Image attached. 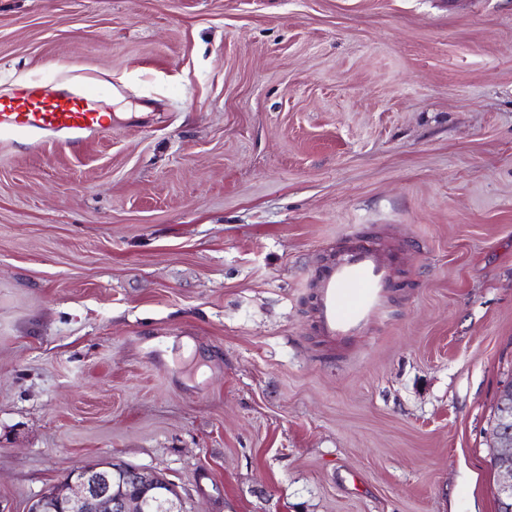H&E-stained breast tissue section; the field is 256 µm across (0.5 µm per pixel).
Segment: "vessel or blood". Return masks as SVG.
I'll list each match as a JSON object with an SVG mask.
<instances>
[{"instance_id":"1","label":"vessel or blood","mask_w":512,"mask_h":512,"mask_svg":"<svg viewBox=\"0 0 512 512\" xmlns=\"http://www.w3.org/2000/svg\"><path fill=\"white\" fill-rule=\"evenodd\" d=\"M83 96L51 98L39 81L0 96V134L31 137L44 130L66 134L74 145L84 135L102 129L100 112L90 102L98 91L94 75L84 78ZM404 256L385 251L361 231L347 235L335 262L315 283L317 327L322 336L342 345L353 344L363 330L385 317L394 284V267Z\"/></svg>"}]
</instances>
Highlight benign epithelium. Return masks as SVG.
I'll return each instance as SVG.
<instances>
[{
	"mask_svg": "<svg viewBox=\"0 0 512 512\" xmlns=\"http://www.w3.org/2000/svg\"><path fill=\"white\" fill-rule=\"evenodd\" d=\"M493 436L490 465L497 474L498 498L512 504V429L499 424ZM156 483V476L141 468L100 461L72 470L60 485L44 492L30 512H43L47 500L59 512H142L143 496Z\"/></svg>",
	"mask_w": 512,
	"mask_h": 512,
	"instance_id": "1",
	"label": "benign epithelium"
}]
</instances>
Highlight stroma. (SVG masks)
<instances>
[{
  "instance_id": "stroma-1",
  "label": "stroma",
  "mask_w": 512,
  "mask_h": 512,
  "mask_svg": "<svg viewBox=\"0 0 512 512\" xmlns=\"http://www.w3.org/2000/svg\"><path fill=\"white\" fill-rule=\"evenodd\" d=\"M110 126L0 139V512L98 459L184 512H497L512 379V0H0V95ZM386 318L314 331L341 238ZM400 250L386 252L372 237L352 231L336 261L315 283L317 327L322 336L350 345L363 330L385 317ZM504 422L498 421L494 427L495 448H491L490 465L497 474L498 498L512 504V429L508 430Z\"/></svg>"
}]
</instances>
